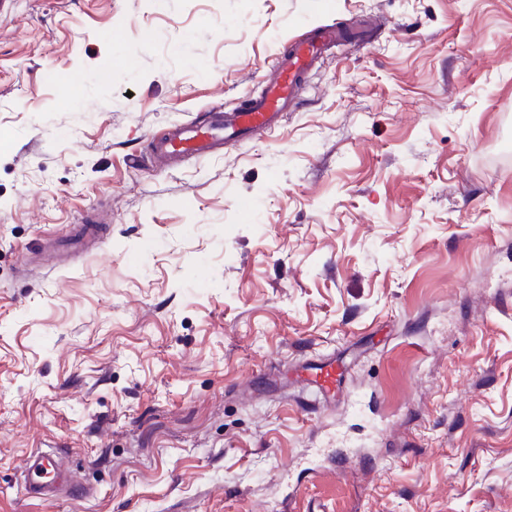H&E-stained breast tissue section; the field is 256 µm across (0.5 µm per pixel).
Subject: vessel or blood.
I'll return each mask as SVG.
<instances>
[{
    "label": "vessel or blood",
    "mask_w": 512,
    "mask_h": 512,
    "mask_svg": "<svg viewBox=\"0 0 512 512\" xmlns=\"http://www.w3.org/2000/svg\"><path fill=\"white\" fill-rule=\"evenodd\" d=\"M338 34L335 27L321 25L291 40L271 68L263 95L226 111H216L203 123H185L171 127L152 141V154L160 160L192 155L207 158L225 146L243 139L248 133L277 128L284 112L297 103L307 73L332 46ZM341 368L328 360L304 368L303 382L322 397L336 387ZM26 491L40 499L51 500L78 482L59 451L37 449L29 456L23 471Z\"/></svg>",
    "instance_id": "obj_1"
}]
</instances>
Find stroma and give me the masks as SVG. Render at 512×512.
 <instances>
[{
    "instance_id": "35a3bbf8",
    "label": "stroma",
    "mask_w": 512,
    "mask_h": 512,
    "mask_svg": "<svg viewBox=\"0 0 512 512\" xmlns=\"http://www.w3.org/2000/svg\"><path fill=\"white\" fill-rule=\"evenodd\" d=\"M327 23L278 130L150 158ZM310 506L512 512V0H7L0 512ZM302 381L314 392L322 397H327L335 388L341 367L336 364V359H331L316 365H304ZM26 491L40 499L51 500L63 490L78 487L73 472L60 451L37 449L29 456L23 471Z\"/></svg>"
}]
</instances>
